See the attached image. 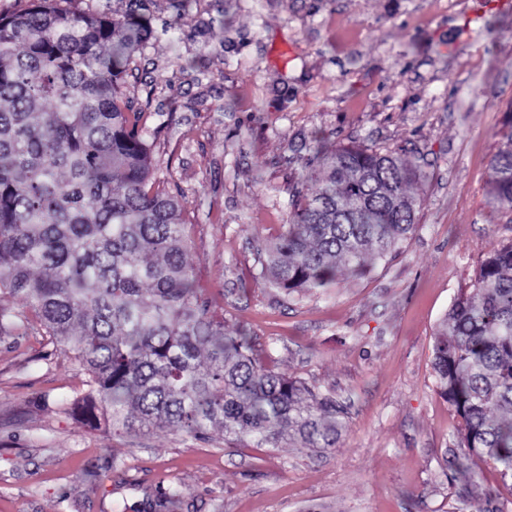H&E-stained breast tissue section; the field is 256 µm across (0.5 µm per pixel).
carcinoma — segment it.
I'll return each mask as SVG.
<instances>
[{"label": "carcinoma", "mask_w": 512, "mask_h": 512, "mask_svg": "<svg viewBox=\"0 0 512 512\" xmlns=\"http://www.w3.org/2000/svg\"><path fill=\"white\" fill-rule=\"evenodd\" d=\"M73 0H26L0 14V338L40 327L88 375L84 418L114 433L220 428L254 448L328 450L347 431L335 397L262 363L224 335L195 288L181 204L166 191L121 80L149 28L137 5L103 15ZM416 170L392 150L338 148L318 191L295 205L260 276L316 292L370 254L392 258L415 228ZM512 211V133L491 163ZM439 394L463 420L469 468L512 478V241L490 252L434 337ZM180 485L153 512H175Z\"/></svg>", "instance_id": "obj_1"}]
</instances>
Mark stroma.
Returning <instances> with one entry per match:
<instances>
[{"mask_svg": "<svg viewBox=\"0 0 512 512\" xmlns=\"http://www.w3.org/2000/svg\"><path fill=\"white\" fill-rule=\"evenodd\" d=\"M498 0H143L149 39L122 90L177 195L211 314L265 363L350 406L338 448H253L220 429L92 431L84 371L39 330L0 339V512H512L497 464L455 467L460 417L432 371L440 322L512 240L491 162L512 132V12ZM343 146L420 171L416 230L324 293L259 276L293 203ZM103 475L95 489L78 480ZM183 498V488L181 485L171 486L161 491L153 504V512H174Z\"/></svg>", "mask_w": 512, "mask_h": 512, "instance_id": "stroma-1", "label": "stroma"}]
</instances>
